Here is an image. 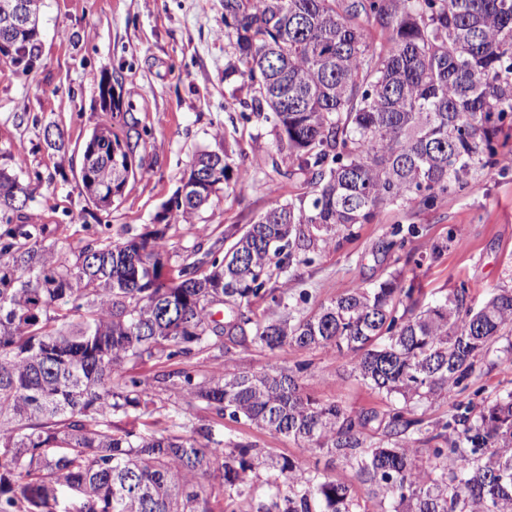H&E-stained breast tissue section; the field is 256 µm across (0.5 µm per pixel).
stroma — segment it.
Masks as SVG:
<instances>
[{
	"mask_svg": "<svg viewBox=\"0 0 512 512\" xmlns=\"http://www.w3.org/2000/svg\"><path fill=\"white\" fill-rule=\"evenodd\" d=\"M39 31L29 73L0 60V167L22 177L34 170L46 175L31 215L49 226L56 248L84 244L97 230L117 240L151 229L203 150L228 151L251 176L246 183L225 185L194 223L170 227L171 266L198 244H211L253 222L274 199L308 191L303 180L273 171L270 125L243 120L233 107L243 79L230 72L235 59L224 41L222 0H42ZM106 81L150 135L144 169L129 178L119 201L103 212L86 197L79 169L102 111L100 86ZM49 126L63 130L67 154L47 149L44 130ZM270 182L278 186V195L267 193ZM412 224L419 232L406 238L403 253L411 258L406 264L383 246L396 229ZM437 245L442 252L436 256ZM396 271L415 279L425 305L462 286L479 306L496 289L511 286L512 167L477 169L465 188L450 189L429 211L387 207L379 223L358 225L353 237L322 250L313 263L285 269L275 284L292 296L306 293L299 306L305 315L352 285L369 286ZM511 341L512 332L500 337L469 379V391L490 399L512 391V353L506 350ZM271 363L294 374L303 391L320 401L351 412L386 407L351 375L350 358L319 348L288 346L271 353L248 346L136 369L153 405L135 425L145 433L185 432L177 396L157 382L158 374L186 369L200 379L221 371L260 372ZM198 421L222 447L252 444L310 470L325 466L323 454L286 437L208 413Z\"/></svg>",
	"mask_w": 512,
	"mask_h": 512,
	"instance_id": "35a3bbf8",
	"label": "stroma"
}]
</instances>
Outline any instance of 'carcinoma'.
<instances>
[{
  "label": "carcinoma",
  "instance_id": "1",
  "mask_svg": "<svg viewBox=\"0 0 512 512\" xmlns=\"http://www.w3.org/2000/svg\"><path fill=\"white\" fill-rule=\"evenodd\" d=\"M22 2L27 30L17 38L0 19V39L26 72L41 0ZM224 41L246 82L243 119L274 132V171L311 185L275 201L227 251L166 270L169 225L193 223L231 173L248 180L226 152L196 155L164 227L69 251L28 213L31 183L0 168V512H214L207 475L257 501L256 512H362L356 484L375 512H512V391L479 408L460 402L430 431L411 408L448 399L476 373L512 326V287L475 308L462 286L421 309L398 273L309 316L266 287L272 268L311 263L388 206L432 210L477 167L512 165L499 144L512 123V0H224ZM101 101L80 178L108 211L143 168L148 130L114 95ZM259 297L288 313L253 318ZM292 345L351 356L392 406L351 413L274 367L162 381L179 390L185 417L227 415L292 437L326 467L350 468L354 485L251 444L212 446L205 427L178 436L113 421L149 408L143 381L120 375L127 367Z\"/></svg>",
  "mask_w": 512,
  "mask_h": 512
}]
</instances>
